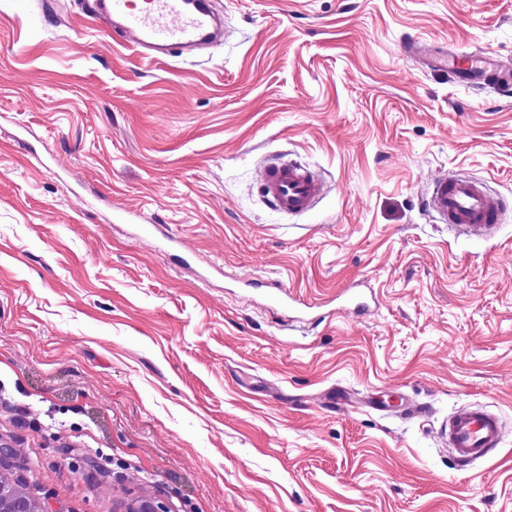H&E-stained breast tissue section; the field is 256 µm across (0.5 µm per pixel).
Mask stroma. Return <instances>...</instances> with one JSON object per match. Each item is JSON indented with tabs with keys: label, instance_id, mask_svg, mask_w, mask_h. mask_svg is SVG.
<instances>
[{
	"label": "stroma",
	"instance_id": "35a3bbf8",
	"mask_svg": "<svg viewBox=\"0 0 512 512\" xmlns=\"http://www.w3.org/2000/svg\"><path fill=\"white\" fill-rule=\"evenodd\" d=\"M214 5L221 45L156 61L87 0H0L15 477L47 512H512V213L478 239L423 204L448 174L512 201V0ZM273 157L323 181L306 214L265 202ZM473 405L506 436L464 465L439 429ZM124 512H172V510L167 501L158 495H145L131 501Z\"/></svg>",
	"mask_w": 512,
	"mask_h": 512
}]
</instances>
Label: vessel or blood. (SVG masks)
Wrapping results in <instances>:
<instances>
[{
  "instance_id": "vessel-or-blood-1",
  "label": "vessel or blood",
  "mask_w": 512,
  "mask_h": 512,
  "mask_svg": "<svg viewBox=\"0 0 512 512\" xmlns=\"http://www.w3.org/2000/svg\"><path fill=\"white\" fill-rule=\"evenodd\" d=\"M91 12L112 40L156 60L184 57L224 38L210 0H91ZM260 186L277 211L291 216L307 213L324 190L318 177L291 160L266 164ZM424 204L437 222L476 238L490 237L508 210L506 201L480 182L452 175L433 182ZM504 434L501 418L481 408H460L445 426L449 448L466 464L498 448Z\"/></svg>"
}]
</instances>
